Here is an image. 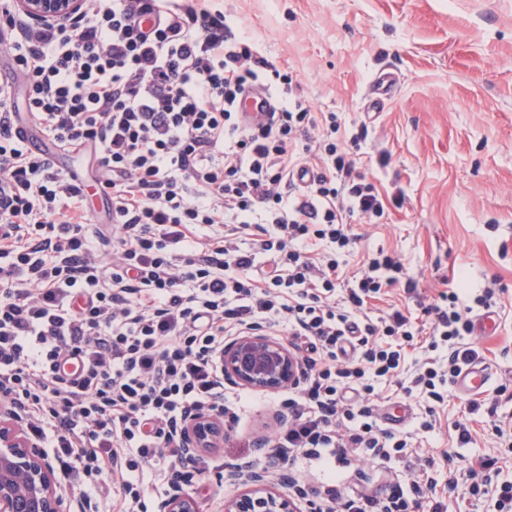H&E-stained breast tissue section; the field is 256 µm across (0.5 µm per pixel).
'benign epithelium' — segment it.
Listing matches in <instances>:
<instances>
[{
  "label": "benign epithelium",
  "instance_id": "7a95c632",
  "mask_svg": "<svg viewBox=\"0 0 512 512\" xmlns=\"http://www.w3.org/2000/svg\"><path fill=\"white\" fill-rule=\"evenodd\" d=\"M84 0H16L28 17L62 22L76 15ZM224 378L248 389L279 392L296 383L297 357L285 345L257 330H249L224 345ZM182 452L196 457L224 446L219 416L197 413L182 428ZM230 480L245 487L229 500L224 512H297L281 494L265 487V472L246 462L236 466ZM71 496L63 493L56 471L39 445L24 432L10 412L0 410V512H70ZM159 512H197L193 500L173 494Z\"/></svg>",
  "mask_w": 512,
  "mask_h": 512
}]
</instances>
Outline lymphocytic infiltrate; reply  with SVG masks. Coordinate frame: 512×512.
<instances>
[{
	"label": "lymphocytic infiltrate",
	"mask_w": 512,
	"mask_h": 512,
	"mask_svg": "<svg viewBox=\"0 0 512 512\" xmlns=\"http://www.w3.org/2000/svg\"><path fill=\"white\" fill-rule=\"evenodd\" d=\"M0 54L12 69L0 83V400L65 477L89 485L127 471L124 501L136 512L129 474L139 465L167 454L172 485L203 475L179 430L192 413L227 412L224 341L263 327L287 332L301 363L278 436L288 460L330 468L351 448L398 463L413 455L408 435L378 428L368 403L373 379L399 369L413 322L399 309L362 315L399 284L400 262L370 259L342 306L326 300L336 254L354 242L348 218L382 217L384 204L332 137L314 166L302 163L310 131L336 129V115L297 96L287 65L236 38L214 0H85L61 24L0 0ZM256 85L273 107L248 125L239 104ZM24 113L70 157L91 156L111 223H92L85 189L29 147ZM298 173L311 176L304 190L281 192ZM242 229L253 232L247 251ZM97 240L111 243L109 257ZM307 241L334 249L312 256L299 248ZM493 297L452 291L434 307L448 367L414 380L433 401L477 358L462 341ZM328 495L313 512H410L399 486L381 500Z\"/></svg>",
	"instance_id": "1"
}]
</instances>
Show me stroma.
<instances>
[{"instance_id": "obj_1", "label": "stroma", "mask_w": 512, "mask_h": 512, "mask_svg": "<svg viewBox=\"0 0 512 512\" xmlns=\"http://www.w3.org/2000/svg\"><path fill=\"white\" fill-rule=\"evenodd\" d=\"M237 37L255 43L273 62L288 64L313 111L335 113L340 147L358 154L361 171L379 189L385 215L377 222L356 215L357 241L339 256L340 277L361 272L382 252L404 266L401 282L383 289L367 313L395 307L411 315L414 341L397 376L375 380L379 412H407L403 430L416 451L410 465L384 463L360 451L338 470L343 490L384 495L434 467L440 493L453 512H493L497 488L512 482V447L494 425L512 434V0H219ZM397 83L383 109H373L375 78ZM493 289L494 330L465 337L478 349L494 382L483 397L495 415L469 414L468 396L451 393L430 405L403 386L432 354L434 319L427 308L449 289ZM229 398L246 396L237 418L224 421V445L201 456L202 482L182 485L198 512H224L237 494L226 474L260 461L275 448L291 413L287 391L268 393L227 383ZM431 421L424 429L423 421ZM469 421L472 439L460 443L456 425ZM495 459L492 483L474 496L470 483L448 485L449 469L478 458ZM270 485L310 512L330 482L316 463L267 471Z\"/></svg>"}]
</instances>
